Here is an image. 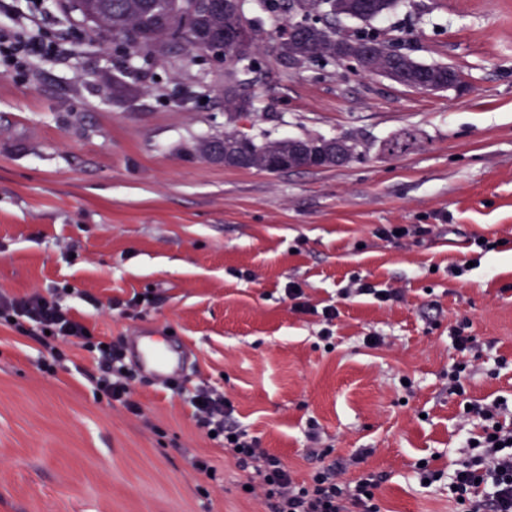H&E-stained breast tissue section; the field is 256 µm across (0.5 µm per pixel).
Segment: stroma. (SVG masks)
<instances>
[{
    "label": "stroma",
    "mask_w": 512,
    "mask_h": 512,
    "mask_svg": "<svg viewBox=\"0 0 512 512\" xmlns=\"http://www.w3.org/2000/svg\"><path fill=\"white\" fill-rule=\"evenodd\" d=\"M64 4L44 0L38 36H66L65 55L25 69L0 59V290L61 288L108 342L178 336L188 382L174 395L137 381L138 420L77 373L94 367L88 352L62 343L76 365L48 373L44 347L0 326V512H270L195 428L202 382L299 476L312 467L315 423L336 457L371 449L365 468L388 476L385 512H450L447 485L422 487L416 465L448 468L480 427L448 392V367L464 358L449 336L456 322L469 319L479 343L468 397L512 402V0H401L374 21L416 61L457 70L459 86L431 92L285 64L284 20L250 0L265 75L248 133L345 135L362 150L344 167L276 173L199 151L236 128L210 94L223 63L199 54L127 75L115 42ZM405 130L416 146L384 153ZM386 224L436 231L388 240L377 234ZM476 236L501 246L452 276ZM356 281L405 300L344 296ZM291 282L317 307L337 306L331 340L318 316L292 311ZM147 293L153 303L125 316L123 301Z\"/></svg>",
    "instance_id": "stroma-1"
}]
</instances>
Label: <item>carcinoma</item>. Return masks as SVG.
I'll return each mask as SVG.
<instances>
[{"label":"carcinoma","instance_id":"carcinoma-1","mask_svg":"<svg viewBox=\"0 0 512 512\" xmlns=\"http://www.w3.org/2000/svg\"><path fill=\"white\" fill-rule=\"evenodd\" d=\"M244 2L237 9L226 12L220 0H68L71 11L85 16L92 11L95 26L112 38L120 40L126 56L140 60L139 70L150 73L155 61L179 50L186 55L212 51L224 42V32L248 24ZM318 5L307 11L289 27L300 28L299 39L281 42L278 55L284 62L293 57L324 66L336 63V19L344 13L361 20L367 28L353 35L356 40L384 43L368 28L373 21L394 11L398 0H373L361 9L353 0L337 9L336 0H317ZM298 0H264L265 9L272 14L293 15ZM395 66L403 72L400 84L418 89L426 84L441 86L448 75L444 64L425 65L412 60L397 58ZM262 62L249 55L239 58L224 73V109L234 118L239 117L244 102L253 105L251 89L262 74ZM415 143V136L404 131L388 140L382 150L395 154ZM296 144L294 138L257 142L246 133H226L202 145L210 156L222 151L226 167L264 170L262 162L276 155H286Z\"/></svg>","mask_w":512,"mask_h":512}]
</instances>
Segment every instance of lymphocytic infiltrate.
<instances>
[{
    "label": "lymphocytic infiltrate",
    "instance_id": "obj_1",
    "mask_svg": "<svg viewBox=\"0 0 512 512\" xmlns=\"http://www.w3.org/2000/svg\"><path fill=\"white\" fill-rule=\"evenodd\" d=\"M61 50L60 42L38 40L24 27L0 29V53L19 65ZM0 325L48 348L58 366L67 359L59 342L75 340L82 350L97 358L98 370H79L96 394L119 403L135 417H143L142 406L134 397L137 371L127 359L123 344L104 343L94 327L75 317L56 295L38 291L10 295L0 291ZM190 405L197 430L211 436L225 457L245 472L247 486L264 491L271 512H383L380 489L385 475L363 470L347 477V462L331 457L329 449L321 447L317 429L307 434L314 446L316 464L307 477L301 478L261 448L257 439L247 436L233 416L231 401L223 394L201 386ZM464 416L479 419L481 426L479 432L465 437L452 469L445 471L427 463L417 468V478L433 484L447 481L448 499L454 503L455 512H512V409L503 401L474 400Z\"/></svg>",
    "mask_w": 512,
    "mask_h": 512
}]
</instances>
